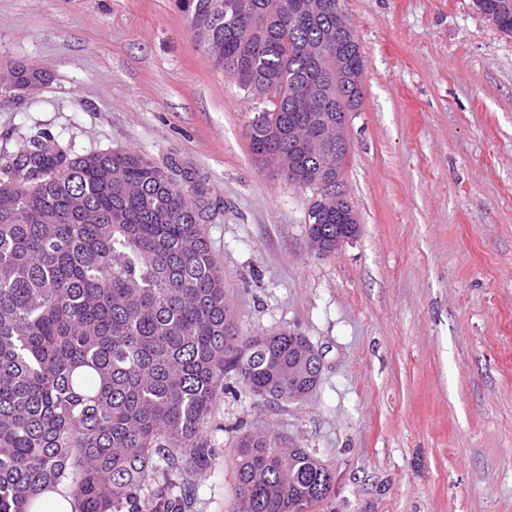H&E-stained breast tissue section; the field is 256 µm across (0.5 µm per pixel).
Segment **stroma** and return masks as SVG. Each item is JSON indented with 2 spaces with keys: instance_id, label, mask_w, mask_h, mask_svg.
Masks as SVG:
<instances>
[{
  "instance_id": "obj_1",
  "label": "stroma",
  "mask_w": 512,
  "mask_h": 512,
  "mask_svg": "<svg viewBox=\"0 0 512 512\" xmlns=\"http://www.w3.org/2000/svg\"><path fill=\"white\" fill-rule=\"evenodd\" d=\"M364 61L340 188L357 236L307 239L312 190L251 152L263 107L198 49L175 0H0V165L50 132L133 150L201 190L241 334L322 355L318 388L268 404L236 376L189 512H236L224 454L274 432L334 477L308 512H512V35L473 0H340Z\"/></svg>"
}]
</instances>
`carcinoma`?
I'll list each match as a JSON object with an SVG mask.
<instances>
[{
	"mask_svg": "<svg viewBox=\"0 0 512 512\" xmlns=\"http://www.w3.org/2000/svg\"><path fill=\"white\" fill-rule=\"evenodd\" d=\"M295 0H177L197 46L267 106L248 126L254 154L288 171L315 155L288 140L307 78L318 112L359 106L336 78L362 70L355 36L330 9ZM512 34V0H474ZM192 193L127 150L71 155L50 135L0 167V512H28L62 484L75 512H184L189 477L208 466V419L234 371L255 397L288 402L306 337L243 336ZM238 512H289L330 492V470L270 433L225 454Z\"/></svg>",
	"mask_w": 512,
	"mask_h": 512,
	"instance_id": "1",
	"label": "carcinoma"
}]
</instances>
